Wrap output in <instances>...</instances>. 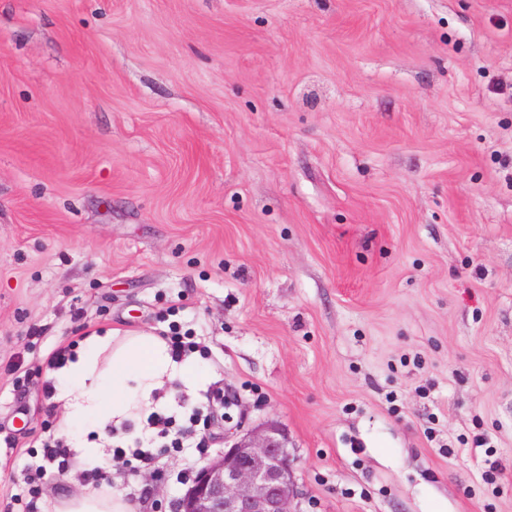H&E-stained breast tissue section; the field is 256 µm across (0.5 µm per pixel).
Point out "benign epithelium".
I'll list each match as a JSON object with an SVG mask.
<instances>
[{
  "instance_id": "1",
  "label": "benign epithelium",
  "mask_w": 512,
  "mask_h": 512,
  "mask_svg": "<svg viewBox=\"0 0 512 512\" xmlns=\"http://www.w3.org/2000/svg\"><path fill=\"white\" fill-rule=\"evenodd\" d=\"M288 433L269 420L235 438L196 473L177 512H294Z\"/></svg>"
}]
</instances>
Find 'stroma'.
I'll use <instances>...</instances> for the list:
<instances>
[{
  "mask_svg": "<svg viewBox=\"0 0 512 512\" xmlns=\"http://www.w3.org/2000/svg\"><path fill=\"white\" fill-rule=\"evenodd\" d=\"M106 329L208 375L138 512L269 420L295 512H512V0H0V496Z\"/></svg>",
  "mask_w": 512,
  "mask_h": 512,
  "instance_id": "obj_1",
  "label": "stroma"
}]
</instances>
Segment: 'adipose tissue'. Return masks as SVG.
Instances as JSON below:
<instances>
[{
    "label": "adipose tissue",
    "instance_id": "1",
    "mask_svg": "<svg viewBox=\"0 0 512 512\" xmlns=\"http://www.w3.org/2000/svg\"><path fill=\"white\" fill-rule=\"evenodd\" d=\"M56 376L57 399L66 409L63 425L81 457L97 463L102 450L88 435L104 436L109 426L164 408L161 389L193 391L202 367L172 358L166 341L154 334L120 337L108 331L85 337ZM56 512H137V506L116 488L83 489L60 500Z\"/></svg>",
    "mask_w": 512,
    "mask_h": 512
}]
</instances>
